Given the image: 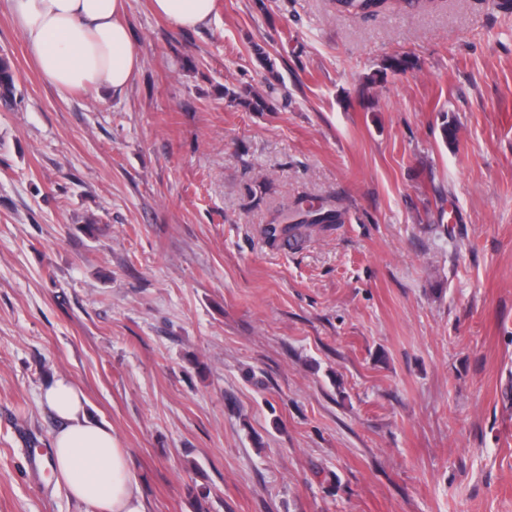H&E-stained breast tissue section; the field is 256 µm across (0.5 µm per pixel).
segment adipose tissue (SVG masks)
Listing matches in <instances>:
<instances>
[{
	"label": "adipose tissue",
	"mask_w": 512,
	"mask_h": 512,
	"mask_svg": "<svg viewBox=\"0 0 512 512\" xmlns=\"http://www.w3.org/2000/svg\"><path fill=\"white\" fill-rule=\"evenodd\" d=\"M41 77L59 92L124 91L142 59L123 21L126 0H6ZM215 0H152L177 29L205 25ZM55 419L50 466L88 512H147L141 478L111 426L91 419L84 392L67 376L43 388Z\"/></svg>",
	"instance_id": "1"
}]
</instances>
